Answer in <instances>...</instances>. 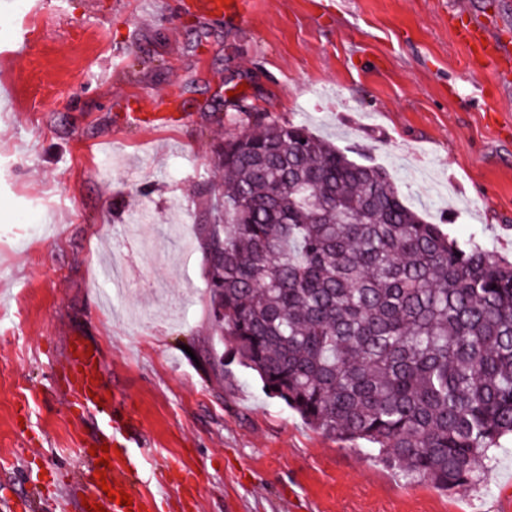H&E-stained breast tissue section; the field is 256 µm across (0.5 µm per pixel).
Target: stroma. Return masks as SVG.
Here are the masks:
<instances>
[{
    "instance_id": "35a3bbf8",
    "label": "stroma",
    "mask_w": 512,
    "mask_h": 512,
    "mask_svg": "<svg viewBox=\"0 0 512 512\" xmlns=\"http://www.w3.org/2000/svg\"><path fill=\"white\" fill-rule=\"evenodd\" d=\"M512 0H26L0 12V512H77L96 431L64 385L67 342L101 349L136 417L152 512H494L512 502V439L488 480L446 493L269 396L215 326L200 235L222 188L213 149L243 89L383 166L458 238L512 260V86L471 68L452 6ZM163 122L139 124L131 109ZM49 488L32 487L39 474ZM197 6L211 14H226L237 17H243L248 13L250 2L248 0H200Z\"/></svg>"
}]
</instances>
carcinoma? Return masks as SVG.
I'll return each mask as SVG.
<instances>
[{
    "instance_id": "cac0c4a2",
    "label": "carcinoma",
    "mask_w": 512,
    "mask_h": 512,
    "mask_svg": "<svg viewBox=\"0 0 512 512\" xmlns=\"http://www.w3.org/2000/svg\"><path fill=\"white\" fill-rule=\"evenodd\" d=\"M229 106L204 244L233 358L323 433L438 490L476 486L512 436V261L307 125Z\"/></svg>"
}]
</instances>
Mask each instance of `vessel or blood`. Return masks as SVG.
<instances>
[{"label": "vessel or blood", "mask_w": 512, "mask_h": 512, "mask_svg": "<svg viewBox=\"0 0 512 512\" xmlns=\"http://www.w3.org/2000/svg\"><path fill=\"white\" fill-rule=\"evenodd\" d=\"M198 6L211 14L241 17L248 13L250 3L249 0H199ZM448 24L467 47L473 67L490 70L500 84L512 83L511 40L495 35L486 24L459 10H449ZM69 347L72 354L64 367L65 385L79 410L92 413L96 419L97 429L91 445L120 446L134 418L127 407L113 404L107 396L100 348L90 347L87 340L78 336L71 338ZM104 471L105 479L94 478L84 485L82 493L88 503L102 506L106 512H150L151 497L139 488L142 473L134 457L110 458ZM121 492L131 496V506L117 504L114 496Z\"/></svg>", "instance_id": "1"}]
</instances>
